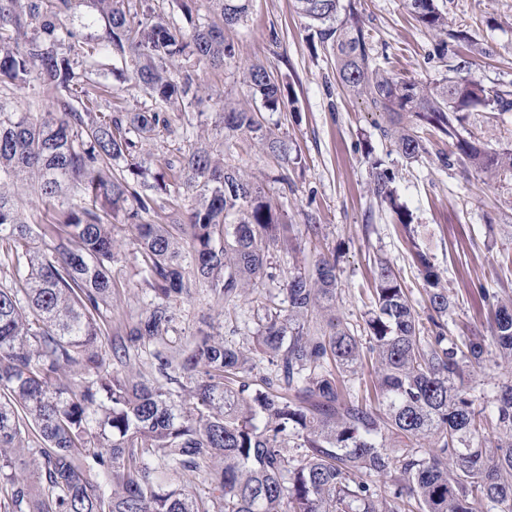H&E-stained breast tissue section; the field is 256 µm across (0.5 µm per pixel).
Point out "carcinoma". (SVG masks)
Returning <instances> with one entry per match:
<instances>
[{"mask_svg":"<svg viewBox=\"0 0 512 512\" xmlns=\"http://www.w3.org/2000/svg\"><path fill=\"white\" fill-rule=\"evenodd\" d=\"M91 0L93 44L63 51L75 34L64 25L72 0H0V84L38 85L53 94L48 112H19L0 100V512H512V385L494 411L475 405L466 377L484 368L478 336H447L451 301L427 254L414 252L429 303L431 334L390 263L379 261L364 331L336 317V259L322 256L308 274L284 279L286 309L266 310L252 349L200 331L175 354L154 355L159 372L186 379L189 399L112 369L130 351L167 335L170 304L189 294L179 241L197 279L230 300L266 272L265 249L278 241L285 214L263 189L199 145L180 175L152 172L139 158L142 139L188 136L166 107L200 102L197 70L236 56L224 29L242 22L250 0H209L220 22L187 32L170 21L177 6L192 19L193 0ZM297 11L336 58L340 86L391 116L381 136L408 163L427 152L422 133L451 139L455 162L489 174L512 172V147L467 138L468 114L512 111V89L447 77L435 87L395 77L371 54L370 36L341 0H296ZM410 17L435 37L471 46L467 28H448L437 0H403ZM348 9L339 18L342 9ZM103 51L134 61L130 79L152 105L140 112L99 110L103 90L75 57ZM180 68L168 75L166 63ZM244 83L264 108L285 104V85L262 64ZM225 136L258 138L283 161L288 142L252 112L224 107ZM368 157L373 195L398 211L394 174ZM126 163L112 172V163ZM30 181L40 199L66 205L62 218L29 224L10 186ZM183 191L198 198L186 220L152 224L145 216ZM123 212L139 246L150 307L126 328L113 354L107 311L116 288V240L110 214ZM237 215L232 231L225 220ZM493 340L512 358V298L491 310ZM272 373L252 378L253 355ZM376 363V383L352 393L346 380ZM491 427L497 441L481 433ZM202 493L192 484L203 462ZM386 479V492L372 480Z\"/></svg>","mask_w":512,"mask_h":512,"instance_id":"cac0c4a2","label":"carcinoma"}]
</instances>
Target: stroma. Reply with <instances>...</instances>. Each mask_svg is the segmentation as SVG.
I'll return each mask as SVG.
<instances>
[{
    "label": "stroma",
    "instance_id": "obj_1",
    "mask_svg": "<svg viewBox=\"0 0 512 512\" xmlns=\"http://www.w3.org/2000/svg\"><path fill=\"white\" fill-rule=\"evenodd\" d=\"M295 0H251L247 19L225 35L237 49L234 61L221 69L200 68V104L181 111L171 107L176 123L192 124L203 142L223 152L235 167L263 186L283 209L292 226L289 243L269 249L267 269L273 279L259 281L230 302L214 298L203 288L174 302L171 328L161 342L141 346L126 372L157 379L151 355L175 352L198 330L220 335L229 344L250 348L257 330V302L282 301L278 278L307 272L323 254H335L340 292L336 314L349 326H363L371 307L374 270L386 259L405 288L427 314L425 292L413 259V246L430 257L448 285L452 308L448 333L489 335L487 300L512 296V173L485 180L455 165H443L452 154L451 140L427 135V151L419 161L404 162L379 131L384 114L371 111L362 97L339 88L331 53H313L306 21ZM370 35L372 54L380 67L424 85H435L449 69L429 56L432 38L407 14L402 0H350ZM450 28L467 26L475 53L465 79L488 86H512V0H439ZM263 64L276 79L287 82L290 97L280 111L266 110L242 83L243 67ZM130 60L102 54L88 61L90 82L111 91V103L131 112L148 100L124 75ZM257 113L264 128L285 138L299 163L284 164L251 136L225 140L220 113L224 103ZM467 132L481 145H512L511 112H473ZM373 149L396 176L398 202L410 214V228L375 198L368 188L366 149ZM287 182H280V175ZM320 226L311 236L306 224ZM112 276L122 288L112 297L108 314L113 342L146 308L151 292L145 288L134 259L136 242L126 226L116 225ZM478 405L491 407L499 388L512 384V361L490 355L476 373Z\"/></svg>",
    "mask_w": 512,
    "mask_h": 512
}]
</instances>
